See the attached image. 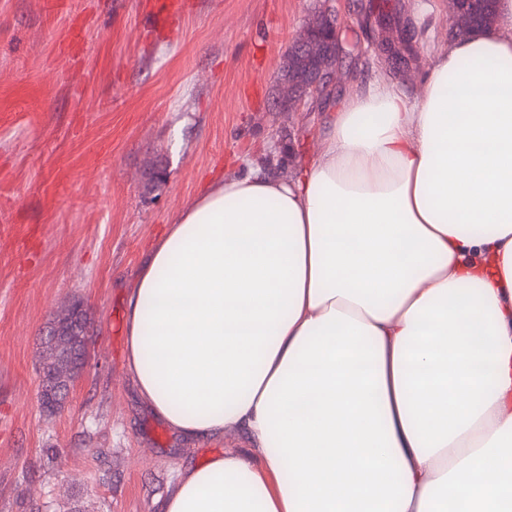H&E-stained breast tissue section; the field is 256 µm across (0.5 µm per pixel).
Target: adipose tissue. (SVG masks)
Wrapping results in <instances>:
<instances>
[{
    "label": "adipose tissue",
    "instance_id": "ef3b65f1",
    "mask_svg": "<svg viewBox=\"0 0 512 512\" xmlns=\"http://www.w3.org/2000/svg\"><path fill=\"white\" fill-rule=\"evenodd\" d=\"M350 83L315 157L226 174L141 262L142 399L233 449L164 512H512V0Z\"/></svg>",
    "mask_w": 512,
    "mask_h": 512
}]
</instances>
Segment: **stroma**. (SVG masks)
Masks as SVG:
<instances>
[{
  "label": "stroma",
  "mask_w": 512,
  "mask_h": 512,
  "mask_svg": "<svg viewBox=\"0 0 512 512\" xmlns=\"http://www.w3.org/2000/svg\"><path fill=\"white\" fill-rule=\"evenodd\" d=\"M0 0V512H161L179 473L227 448L228 431L182 437L155 418L127 368L125 308L138 267L209 182L253 161L314 157L324 108L273 109L285 52L319 13L369 49V17L401 9L447 38L445 4L423 0ZM83 28L77 59L59 46ZM163 171L151 180V169ZM61 183L52 198L42 181ZM93 319L88 360L64 410L38 403L43 327L73 301Z\"/></svg>",
  "instance_id": "stroma-1"
}]
</instances>
